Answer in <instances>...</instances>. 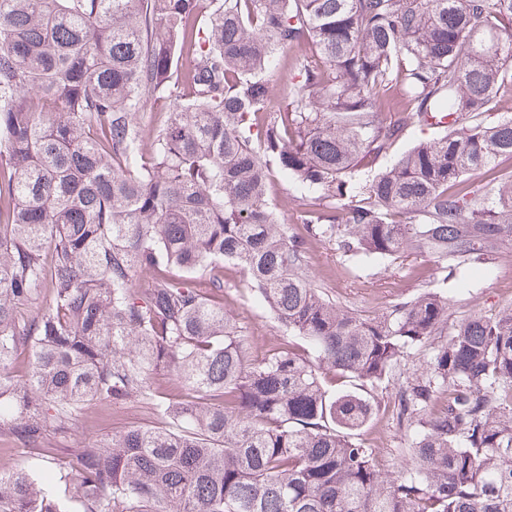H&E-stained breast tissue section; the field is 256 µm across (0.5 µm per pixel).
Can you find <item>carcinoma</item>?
<instances>
[{
    "instance_id": "carcinoma-1",
    "label": "carcinoma",
    "mask_w": 512,
    "mask_h": 512,
    "mask_svg": "<svg viewBox=\"0 0 512 512\" xmlns=\"http://www.w3.org/2000/svg\"><path fill=\"white\" fill-rule=\"evenodd\" d=\"M509 84L512 0H0V435L52 473L1 469L0 512H512V305L450 328L429 289L363 318L269 195L273 172L312 189L309 234L351 259L490 260L512 249V117L481 116ZM414 126L441 132L357 178ZM227 264L307 345L242 349ZM421 349L386 473L358 441L374 396L325 384L374 388ZM135 401L157 425L44 453Z\"/></svg>"
}]
</instances>
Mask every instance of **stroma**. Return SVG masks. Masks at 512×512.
<instances>
[{
    "label": "stroma",
    "mask_w": 512,
    "mask_h": 512,
    "mask_svg": "<svg viewBox=\"0 0 512 512\" xmlns=\"http://www.w3.org/2000/svg\"><path fill=\"white\" fill-rule=\"evenodd\" d=\"M301 186L286 175L273 182L271 197L276 204L289 237L305 244L307 268L313 279L340 306L363 317H377L389 312L399 302L433 288L448 298V320L473 314H494L501 306L512 303V251L504 252L493 263L471 264L453 272L447 281L431 276L433 262L426 257L405 253L400 258L353 263L336 243L308 237L293 197ZM224 309L241 328L243 343L249 355L268 351L289 336L272 314L255 301L242 282L238 269L224 270ZM423 362L414 355L401 360L388 383L375 389L378 410L373 421L362 432L367 447L373 448L381 470L394 472L406 464L408 446L406 431L389 407L398 388L412 377ZM155 418L144 405L130 403L108 412H89L75 436L52 441L53 454L61 458L74 450L86 448L101 437L130 427H148Z\"/></svg>",
    "instance_id": "1"
}]
</instances>
